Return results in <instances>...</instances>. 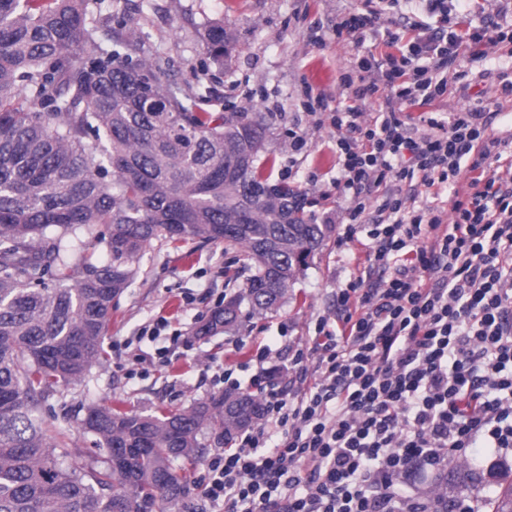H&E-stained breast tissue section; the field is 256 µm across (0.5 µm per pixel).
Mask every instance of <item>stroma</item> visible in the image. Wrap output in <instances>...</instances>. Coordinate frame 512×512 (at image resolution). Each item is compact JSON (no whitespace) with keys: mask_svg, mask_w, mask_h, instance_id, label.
I'll list each match as a JSON object with an SVG mask.
<instances>
[{"mask_svg":"<svg viewBox=\"0 0 512 512\" xmlns=\"http://www.w3.org/2000/svg\"><path fill=\"white\" fill-rule=\"evenodd\" d=\"M451 21L472 25L512 18V0H447ZM102 15L113 30L135 31L145 57L164 74L180 96L205 94L209 112H260L272 127L268 152L275 159L274 178L306 194L319 220L340 224L347 201L334 187L338 160L336 132L306 106L308 93L324 95L329 105L345 103L341 78L358 47L337 38L333 27L349 13L373 10L379 30L410 32L427 17L424 0H100ZM222 19L234 27L235 43L222 67L205 66L199 34L206 21ZM484 60L468 63L467 93L449 82L445 94L425 106L411 108L447 116L463 105L484 106L492 129L512 125V96L502 95L497 79L479 80L485 69H512V48L491 46ZM306 140L292 149V134ZM360 242L338 248L329 242L321 258L296 284L293 295L276 312L243 316L228 333L200 337L196 328L224 296L244 286L236 273L238 250L220 242L163 239L147 245L136 263L131 283L117 298L112 323L104 337L105 359L93 367L88 383L100 404L121 402L153 413L175 412L194 401L224 391L225 375L237 386L253 389L260 370L273 371L280 389L288 387L284 343L310 341L320 316H335L336 292L350 269L363 267ZM162 326L158 344L143 341L145 331ZM167 352L155 355L156 345ZM270 352L266 366L254 360L257 348ZM84 411L71 392L43 405V420L67 430L71 447L87 460L103 453L91 434L78 425Z\"/></svg>","mask_w":512,"mask_h":512,"instance_id":"stroma-1","label":"stroma"}]
</instances>
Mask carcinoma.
I'll list each match as a JSON object with an SVG mask.
<instances>
[{
  "instance_id": "carcinoma-1",
  "label": "carcinoma",
  "mask_w": 512,
  "mask_h": 512,
  "mask_svg": "<svg viewBox=\"0 0 512 512\" xmlns=\"http://www.w3.org/2000/svg\"><path fill=\"white\" fill-rule=\"evenodd\" d=\"M103 19L88 0H0V512H170L205 443L226 445L264 414L262 396L225 391L177 413L85 406L93 462L39 408L104 357L112 303L153 240L222 241L251 271L200 336L234 329L242 306L279 309L335 225L273 180L260 112L195 109L119 35L98 54ZM221 65L234 32L204 25ZM108 256L104 262L100 253ZM457 491L483 476L458 468ZM487 512H512V466L494 463ZM435 512H448L438 473Z\"/></svg>"
}]
</instances>
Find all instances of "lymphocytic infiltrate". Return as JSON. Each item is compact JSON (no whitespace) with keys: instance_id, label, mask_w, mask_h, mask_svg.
<instances>
[{"instance_id":"1","label":"lymphocytic infiltrate","mask_w":512,"mask_h":512,"mask_svg":"<svg viewBox=\"0 0 512 512\" xmlns=\"http://www.w3.org/2000/svg\"><path fill=\"white\" fill-rule=\"evenodd\" d=\"M385 43L353 60L350 102L326 115L349 201L338 243L365 238L366 266L311 344H286L291 390L270 388L263 424L208 461L216 512H423L396 497L400 478L512 449V172L499 171L512 141L490 136L479 107L422 117L417 136L405 114L485 44H511L512 23L422 22ZM413 180L450 189L447 205L406 208L390 184ZM370 209L376 222L360 223Z\"/></svg>"}]
</instances>
